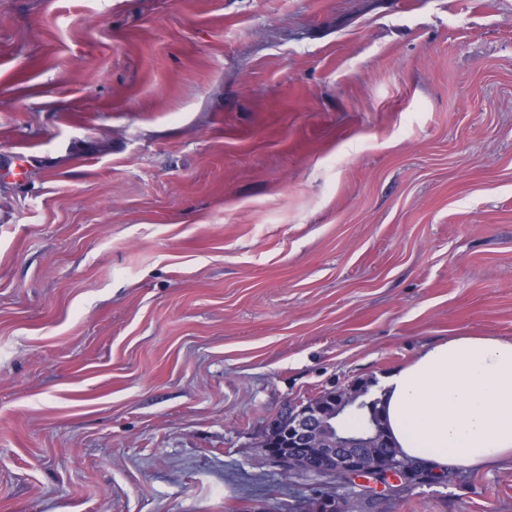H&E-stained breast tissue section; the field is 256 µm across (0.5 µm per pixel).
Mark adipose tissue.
Segmentation results:
<instances>
[{"instance_id":"obj_1","label":"adipose tissue","mask_w":512,"mask_h":512,"mask_svg":"<svg viewBox=\"0 0 512 512\" xmlns=\"http://www.w3.org/2000/svg\"><path fill=\"white\" fill-rule=\"evenodd\" d=\"M378 395L396 448L434 472L512 461V338L427 343L382 379Z\"/></svg>"}]
</instances>
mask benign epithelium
<instances>
[{"label": "benign epithelium", "instance_id": "benign-epithelium-1", "mask_svg": "<svg viewBox=\"0 0 512 512\" xmlns=\"http://www.w3.org/2000/svg\"><path fill=\"white\" fill-rule=\"evenodd\" d=\"M360 386L352 382L289 406L276 420L262 451L288 474L330 475L345 481L409 478L419 470L417 464L382 461L377 448L388 442L383 429L376 427L351 436L336 433V414L362 405Z\"/></svg>", "mask_w": 512, "mask_h": 512}]
</instances>
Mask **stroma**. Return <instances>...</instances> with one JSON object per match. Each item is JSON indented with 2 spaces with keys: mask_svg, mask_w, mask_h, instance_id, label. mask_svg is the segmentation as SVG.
<instances>
[{
  "mask_svg": "<svg viewBox=\"0 0 512 512\" xmlns=\"http://www.w3.org/2000/svg\"><path fill=\"white\" fill-rule=\"evenodd\" d=\"M0 512H512L291 476L289 405L512 338V0H0Z\"/></svg>",
  "mask_w": 512,
  "mask_h": 512,
  "instance_id": "stroma-1",
  "label": "stroma"
}]
</instances>
